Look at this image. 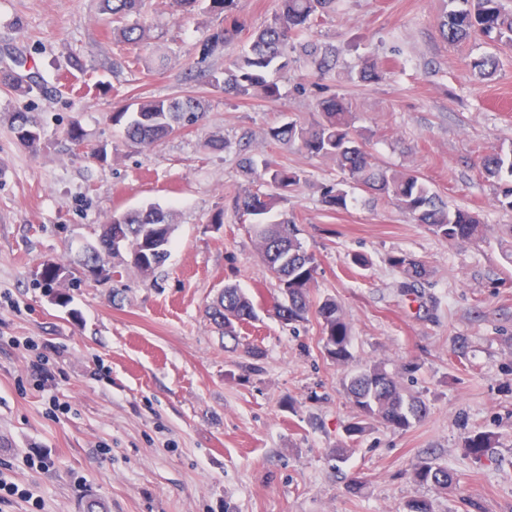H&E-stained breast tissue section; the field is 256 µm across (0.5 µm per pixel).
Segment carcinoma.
Wrapping results in <instances>:
<instances>
[{"instance_id":"obj_1","label":"carcinoma","mask_w":512,"mask_h":512,"mask_svg":"<svg viewBox=\"0 0 512 512\" xmlns=\"http://www.w3.org/2000/svg\"><path fill=\"white\" fill-rule=\"evenodd\" d=\"M207 12L220 18L199 46L198 62L219 57L228 49L235 37L245 30V22L236 14L238 0H206ZM336 0H280L279 10L272 20L252 33L248 51L235 57L231 67L221 73H210L206 83L224 92L245 98L274 101L280 96L277 83L268 80L269 70L284 68V50L289 39L310 29L334 9ZM451 8L439 21L441 37L450 46H460L472 40L485 39L501 46L512 47V13L501 0H448ZM142 0H102V9L120 20L140 13ZM151 26L136 22L113 29L118 39L139 46L147 43ZM473 71L482 79L492 77L498 68L496 58L481 57L471 62ZM385 72L370 60L361 62L358 78L362 82H375ZM322 119L310 125L286 122L269 130L271 140L282 145H296L304 152L327 158L346 175L343 182L323 191V202L332 210H345L350 196L346 184L362 187L388 197L417 224L425 225L434 235L445 241L469 242L483 238L485 225L472 212L448 205L419 176L390 171L374 160L366 148L365 137L354 129V116L349 102L340 96L329 95L318 102ZM203 115L202 101L195 95L158 99L142 97L133 109L125 108L113 113L112 121L124 123L128 140L142 148L177 133ZM12 126L18 140L30 147L41 140L37 123L22 110L12 113ZM485 173L499 180H512V154L498 152L483 158ZM272 192L244 191L232 199V209L239 218L256 225L255 243L267 270L277 281L280 293L273 307L276 317L284 324L296 325L308 321L314 314L320 327L319 342L325 355L336 365L347 367L353 361L350 350V326L336 300L327 297L317 303L310 298L317 264L299 240L296 228L286 221L270 222L269 216L285 199L288 187L298 180L296 172L284 166L264 164ZM125 225L129 248L142 253L143 261L135 269L144 277L151 275L167 259L168 253H151L143 241L156 233V225L170 223L169 216L156 207L145 210L115 213L108 224ZM107 224L100 225L97 243L86 248L78 265L85 268L102 260L100 244L109 235ZM390 264L407 279L406 291L411 284L425 275L424 265L403 253L390 257ZM206 317L222 336L237 340V329L257 319L252 298L234 283H227L206 309ZM346 392L354 409L352 419L344 427L346 440L356 442L375 422L394 429L406 430L418 422L425 404L418 398L403 393L399 382L382 366L373 365L350 376ZM494 434L476 431L465 437L463 447L474 458L485 456L494 444ZM412 479L419 485H432L446 489L452 482L448 469L422 462L412 471Z\"/></svg>"}]
</instances>
